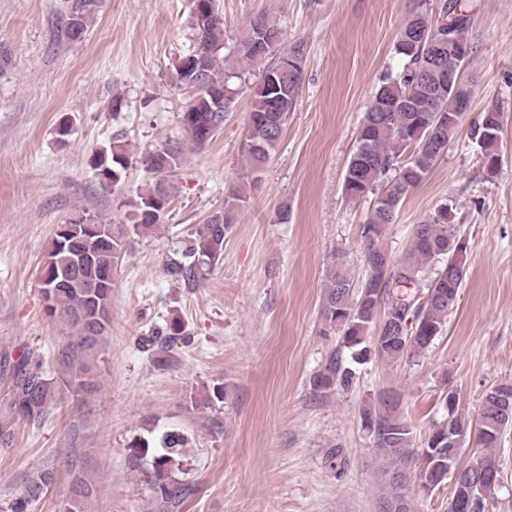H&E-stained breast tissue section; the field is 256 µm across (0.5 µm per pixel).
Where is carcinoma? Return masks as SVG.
I'll return each mask as SVG.
<instances>
[{
	"instance_id": "obj_1",
	"label": "carcinoma",
	"mask_w": 512,
	"mask_h": 512,
	"mask_svg": "<svg viewBox=\"0 0 512 512\" xmlns=\"http://www.w3.org/2000/svg\"><path fill=\"white\" fill-rule=\"evenodd\" d=\"M97 0H70L64 34L79 40L86 33ZM196 43L179 58L176 84L192 90L181 112V126L194 149L204 148L224 126V113L216 111L213 92L235 101L241 79L230 55H221L224 19L204 26L194 17ZM471 18L460 0H444L437 20H432L418 0L396 35L395 52L405 59L403 69L381 80L364 112L357 146L349 160L344 192L352 200L376 195L366 228L361 232L368 275L359 286L343 256L331 261L322 299L324 335L337 336L341 347L360 364L374 354L388 360L414 359L424 354L443 333L448 314L455 307L465 277L468 242L454 224L448 208L441 207L426 221L414 225L410 242L398 261L384 244L396 214L407 195L429 174L445 154L461 123L452 117L469 111L471 85L465 79L470 56L448 52V39L469 43ZM306 49L301 41L283 46V32L265 15L250 20L236 49V59L261 62L260 82L252 88L248 135L242 153L250 167L262 170L280 143L290 112L294 111L304 81ZM204 62L206 87L190 83L192 59ZM501 132V112L488 108L471 127V139L482 149L488 168L496 165V145ZM184 145L164 141L146 150L141 158L153 176L148 190L129 204L130 224H108L90 214L58 225L41 274L45 311L64 326L68 338L61 351L66 379L49 377L41 363L22 355L13 365L10 412L28 422L46 417L57 402L60 387L73 393L93 389L97 354L111 320L112 285L129 234H145L165 222L171 202L170 177L180 168ZM130 162L124 134L93 155L91 164L105 186L117 185ZM246 198L231 192L224 206L212 211L190 232L184 246L164 262V272L177 283H196L224 259V242L235 214ZM414 317L409 330L400 333L401 316ZM184 336V323L174 315L141 338L144 349L162 353ZM355 372L341 358L331 356L312 378L317 392L348 390ZM441 400L448 411L447 423L436 427L420 449H414L413 426L403 412V396L396 391L377 395L362 409L361 422L385 459L384 512H409L411 465L419 464V478L434 490L449 480L454 483L448 512H492L503 475L495 449L512 429V382L490 385L482 394L478 412L469 416L459 408L448 372L441 373ZM485 450L481 459L486 472L459 466L456 459L465 442ZM187 437L177 429L152 438H137L130 453L150 462V485L155 512H172L188 497L191 487L180 478ZM55 482L46 470L30 481L16 498L0 502V512H33ZM96 486L76 477L65 512H88Z\"/></svg>"
}]
</instances>
